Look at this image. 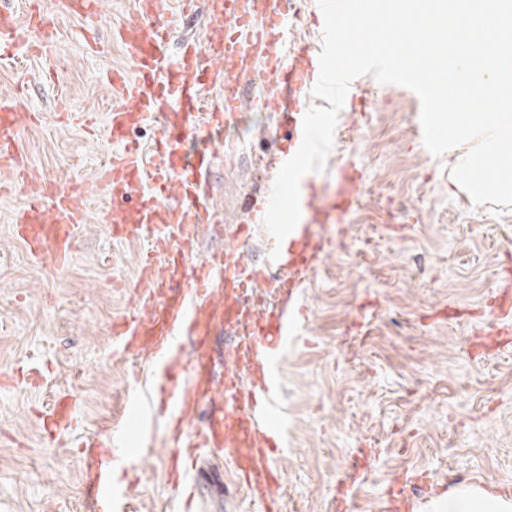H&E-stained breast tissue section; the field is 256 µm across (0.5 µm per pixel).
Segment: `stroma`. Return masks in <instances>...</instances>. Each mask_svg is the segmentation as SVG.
<instances>
[{
  "label": "stroma",
  "instance_id": "obj_1",
  "mask_svg": "<svg viewBox=\"0 0 512 512\" xmlns=\"http://www.w3.org/2000/svg\"><path fill=\"white\" fill-rule=\"evenodd\" d=\"M97 33L105 53L85 48L79 17L55 16L60 68L40 79V59L26 64L28 107L39 122L24 135L33 177L66 183L94 177L110 151L105 129L89 133L62 122L56 109L104 116L113 103L102 75L129 69L111 28L131 18L130 0H103ZM355 108L339 112L324 174L355 165L364 179L359 201L343 217L346 236L309 276L307 342L284 356L279 407L288 450L280 512H337L336 481L360 444L377 461L355 485L354 512H378L395 473L427 471L436 491L413 512H433L452 476L503 491L512 488V344L474 355L482 321L431 322L447 305L483 304L497 267L512 254V209L475 205L450 171L469 152L461 145L434 157L421 143V105L407 88L365 82ZM283 132L271 113L243 109L224 140L234 154L212 161L217 224L202 229L199 257L224 247L226 232L249 203L266 199L275 177L259 168ZM20 195H0V512H88L79 445L95 438L122 449L130 469L116 471L112 512H176L165 477L169 454L163 421L137 442L132 403L153 394L141 356H115L112 327L131 311L145 249L113 240L104 198L85 201L86 222L69 267L37 263L11 228ZM48 371L40 388L21 382L33 361ZM69 394L75 420L48 438L41 417ZM193 484L203 512H261L222 459H201Z\"/></svg>",
  "mask_w": 512,
  "mask_h": 512
}]
</instances>
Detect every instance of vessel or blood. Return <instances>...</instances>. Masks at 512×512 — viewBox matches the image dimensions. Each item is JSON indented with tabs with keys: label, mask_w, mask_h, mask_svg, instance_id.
I'll list each match as a JSON object with an SVG mask.
<instances>
[{
	"label": "vessel or blood",
	"mask_w": 512,
	"mask_h": 512,
	"mask_svg": "<svg viewBox=\"0 0 512 512\" xmlns=\"http://www.w3.org/2000/svg\"><path fill=\"white\" fill-rule=\"evenodd\" d=\"M28 5L23 21L0 10V56L34 54L49 77L56 67L57 28L40 0ZM57 9L79 14L87 49L102 52L95 36L102 25L100 0H57ZM133 9L134 20L111 31L131 63L130 70L106 74L119 99L105 117L113 153L92 179L34 180L23 137L37 115L26 104L28 79L19 76L12 90L0 93V194L23 195L12 215L14 232L36 261L56 270L72 261L85 222L81 202L91 195L107 200L114 240L152 244L140 264L135 310L124 319L114 348L145 354L154 363L161 399L141 410L168 423L173 450L167 481L181 492L198 460L221 450L240 483L265 512H274L280 476L273 459L283 448L275 359L307 319L301 295L308 273L341 231L336 211L357 199L360 181L345 175L323 188L305 175L301 218L278 259L247 258L252 226L244 220L233 226L230 244L195 262L200 232L215 219L210 170L228 112L246 102L273 112L277 125L287 127L285 148L267 160L279 170L301 145L319 57L307 54L297 39L298 0H207L204 39L189 36L177 46L164 0H133ZM260 62L267 66V86L245 100L242 88ZM212 88L220 90L221 106L209 105ZM152 123L158 134L150 150H141L131 133ZM201 134L206 145L187 149ZM487 308L503 331L512 330V295H492ZM223 335L237 337L232 360L245 367L246 377L222 372L217 339ZM88 446L91 482L99 490L111 488L100 441Z\"/></svg>",
	"instance_id": "obj_1"
}]
</instances>
